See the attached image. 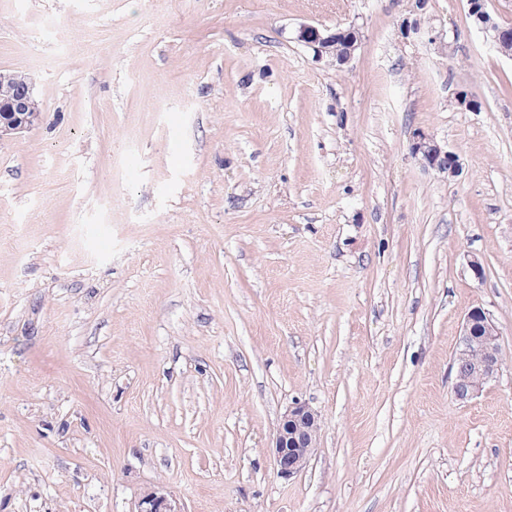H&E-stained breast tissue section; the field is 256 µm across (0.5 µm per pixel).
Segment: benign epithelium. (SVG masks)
Wrapping results in <instances>:
<instances>
[{"mask_svg": "<svg viewBox=\"0 0 512 512\" xmlns=\"http://www.w3.org/2000/svg\"><path fill=\"white\" fill-rule=\"evenodd\" d=\"M468 14L473 22L488 33L499 51L512 55V28L498 24L486 9L485 0H466ZM348 36L359 39L351 30L338 28L333 32L315 25L302 24L296 39L311 47L324 58L336 47V40ZM42 113L39 99L31 78L20 80L0 73V139L36 127ZM412 154L426 168L442 173L455 174L459 169L456 156L432 136L418 132L411 144ZM499 329L490 315L482 308L471 309L464 320L460 348L454 361L453 392L456 400L466 402L483 391L496 379L503 368ZM320 425L317 413L306 403L289 407L276 430L272 450L274 466L280 477L290 479L305 469L313 448L316 447ZM138 512H182L177 501L158 491L143 495L138 502Z\"/></svg>", "mask_w": 512, "mask_h": 512, "instance_id": "7a95c632", "label": "benign epithelium"}]
</instances>
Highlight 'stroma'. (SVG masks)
<instances>
[{
	"label": "stroma",
	"instance_id": "1",
	"mask_svg": "<svg viewBox=\"0 0 512 512\" xmlns=\"http://www.w3.org/2000/svg\"><path fill=\"white\" fill-rule=\"evenodd\" d=\"M1 69L42 121L0 140V512H512V57L465 0H0ZM349 35H352L353 39H356V41L360 38L359 33L356 34L353 30L345 32L338 28L334 32H329L327 29H321L315 25L302 24L297 30L296 39L304 46L313 48L322 59L324 57L327 58V54L329 55L335 47L336 51L333 53H335L336 56L344 52L348 46L345 44V40H339L337 42L336 40L347 38ZM333 53L331 57L334 58ZM411 152L425 168L448 174H455L459 169L456 156L424 132L414 135ZM499 336L498 327L484 309L475 307L467 313L453 361L456 400L466 402L476 397L500 375L504 362ZM319 429L318 415L308 404L295 403L288 408L277 427L272 450L280 477L290 479L305 469ZM137 512H183L177 501L159 491H151L143 495L138 502Z\"/></svg>",
	"mask_w": 512,
	"mask_h": 512
}]
</instances>
